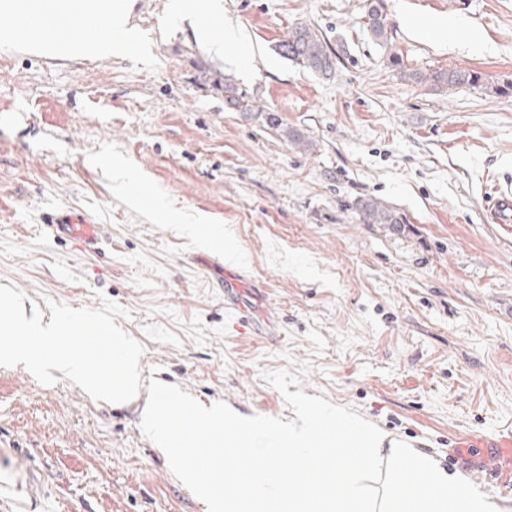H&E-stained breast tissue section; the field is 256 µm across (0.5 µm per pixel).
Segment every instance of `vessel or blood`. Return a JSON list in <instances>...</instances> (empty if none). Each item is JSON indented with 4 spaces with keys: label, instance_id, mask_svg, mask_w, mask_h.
Instances as JSON below:
<instances>
[{
    "label": "vessel or blood",
    "instance_id": "vessel-or-blood-1",
    "mask_svg": "<svg viewBox=\"0 0 512 512\" xmlns=\"http://www.w3.org/2000/svg\"><path fill=\"white\" fill-rule=\"evenodd\" d=\"M490 196L496 223L512 224V185L494 183ZM44 225L54 237L79 240L83 249L91 252L97 250L102 240L101 225L80 211H52L45 215ZM223 288L224 306L240 324L252 326L260 336L275 335L277 323L273 318L255 320V303L260 299L258 286L249 281L243 271L225 270ZM448 443L451 456L465 459L474 473L489 474L502 493L512 492V427L492 434L457 432L450 435Z\"/></svg>",
    "mask_w": 512,
    "mask_h": 512
}]
</instances>
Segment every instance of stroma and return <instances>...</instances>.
<instances>
[{
    "label": "stroma",
    "instance_id": "35a3bbf8",
    "mask_svg": "<svg viewBox=\"0 0 512 512\" xmlns=\"http://www.w3.org/2000/svg\"><path fill=\"white\" fill-rule=\"evenodd\" d=\"M223 2L254 47L245 76L234 45L212 55L170 0H131L138 56L50 63L24 45L0 63V285L46 320L53 302L115 301L144 347L142 381L206 406L292 420L262 374L302 371L307 395L512 512V494L448 454L455 431L512 425V227L485 204L492 182L512 183V94L494 91L512 83V0H384L385 46L364 26L368 0ZM435 20L448 28L423 32ZM300 23L336 53L331 78L282 55ZM452 68L483 86L412 78ZM223 77L257 113L225 104ZM361 197L403 223H363ZM55 208L101 224L98 250L44 231ZM212 252L267 284L278 337L239 331L222 271L202 264ZM144 405L0 367V512H207L143 433Z\"/></svg>",
    "mask_w": 512,
    "mask_h": 512
}]
</instances>
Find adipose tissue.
<instances>
[{
	"label": "adipose tissue",
	"mask_w": 512,
	"mask_h": 512,
	"mask_svg": "<svg viewBox=\"0 0 512 512\" xmlns=\"http://www.w3.org/2000/svg\"><path fill=\"white\" fill-rule=\"evenodd\" d=\"M175 14H188L199 38L216 55L225 44L236 45V62L249 69L252 44L247 34L229 30L217 34L215 26L224 15L223 0H172ZM0 14L8 25L0 27V41L21 42L70 56L108 58L131 55L145 47L140 32L130 27L127 0H0Z\"/></svg>",
	"instance_id": "1"
}]
</instances>
